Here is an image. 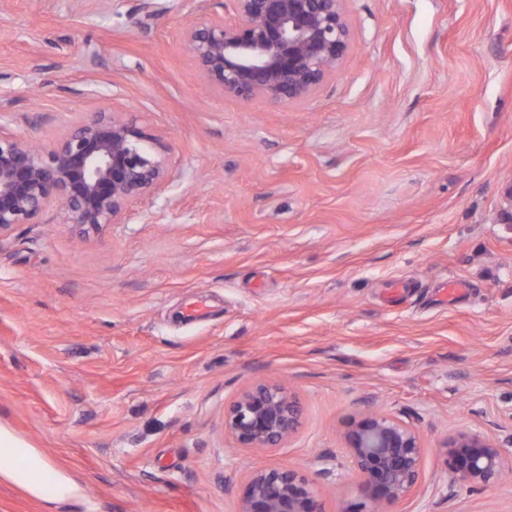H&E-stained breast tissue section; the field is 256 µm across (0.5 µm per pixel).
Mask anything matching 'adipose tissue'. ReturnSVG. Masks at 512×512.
Returning <instances> with one entry per match:
<instances>
[{"label": "adipose tissue", "instance_id": "1", "mask_svg": "<svg viewBox=\"0 0 512 512\" xmlns=\"http://www.w3.org/2000/svg\"><path fill=\"white\" fill-rule=\"evenodd\" d=\"M0 459L8 462L7 467L0 469V476L34 496H41L42 487L49 480L55 483L57 502L82 496L80 486L65 472L3 427H0Z\"/></svg>", "mask_w": 512, "mask_h": 512}]
</instances>
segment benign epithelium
<instances>
[{
	"instance_id": "7a95c632",
	"label": "benign epithelium",
	"mask_w": 512,
	"mask_h": 512,
	"mask_svg": "<svg viewBox=\"0 0 512 512\" xmlns=\"http://www.w3.org/2000/svg\"><path fill=\"white\" fill-rule=\"evenodd\" d=\"M231 18L204 17L183 31L201 75L216 91L243 100L297 103L327 80L351 47L345 0H228ZM170 148L121 112H96L69 124L53 142L33 146L0 131V235L57 209L82 230L119 224L132 202L162 190ZM301 410L288 389L260 382L224 410V433L240 448L286 442ZM364 501L348 512H391L422 483L419 432L387 414L350 419L344 433ZM452 481L496 483L502 446L463 433L444 446ZM239 512H321L312 484L287 466L255 468L242 486Z\"/></svg>"
}]
</instances>
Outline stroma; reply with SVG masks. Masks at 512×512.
<instances>
[{
    "mask_svg": "<svg viewBox=\"0 0 512 512\" xmlns=\"http://www.w3.org/2000/svg\"><path fill=\"white\" fill-rule=\"evenodd\" d=\"M144 2L0 0L7 132L44 144L129 112L170 148L169 187L128 223L84 232L51 208L0 236V423L83 491L0 478V512H238L256 466L347 512L343 431L367 410L422 438L396 512H512L511 462L474 489L443 450L512 445V0H345L351 49L290 105L196 68L182 31L225 0ZM194 301L207 314L185 320ZM261 380L303 414L256 455L223 421Z\"/></svg>",
    "mask_w": 512,
    "mask_h": 512,
    "instance_id": "obj_1",
    "label": "stroma"
}]
</instances>
